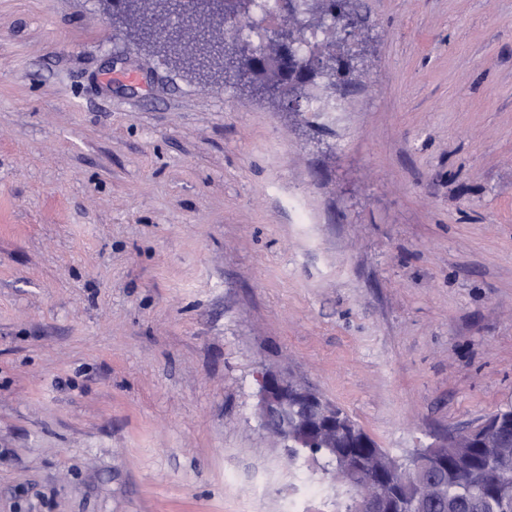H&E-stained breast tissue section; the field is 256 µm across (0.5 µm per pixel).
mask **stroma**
<instances>
[{
	"label": "stroma",
	"instance_id": "stroma-1",
	"mask_svg": "<svg viewBox=\"0 0 512 512\" xmlns=\"http://www.w3.org/2000/svg\"><path fill=\"white\" fill-rule=\"evenodd\" d=\"M360 6L329 117L0 0V512H330L263 365L400 459L512 406V0Z\"/></svg>",
	"mask_w": 512,
	"mask_h": 512
}]
</instances>
